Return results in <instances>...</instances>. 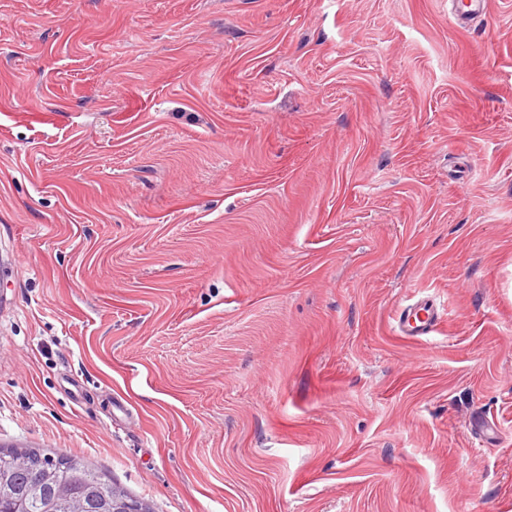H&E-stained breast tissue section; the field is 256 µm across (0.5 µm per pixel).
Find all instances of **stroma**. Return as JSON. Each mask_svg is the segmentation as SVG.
Instances as JSON below:
<instances>
[{
    "label": "stroma",
    "instance_id": "obj_1",
    "mask_svg": "<svg viewBox=\"0 0 512 512\" xmlns=\"http://www.w3.org/2000/svg\"><path fill=\"white\" fill-rule=\"evenodd\" d=\"M491 2L0 0V447L155 512H512ZM440 320V314L433 305L422 302L406 306L398 315V327L405 336L428 335Z\"/></svg>",
    "mask_w": 512,
    "mask_h": 512
}]
</instances>
